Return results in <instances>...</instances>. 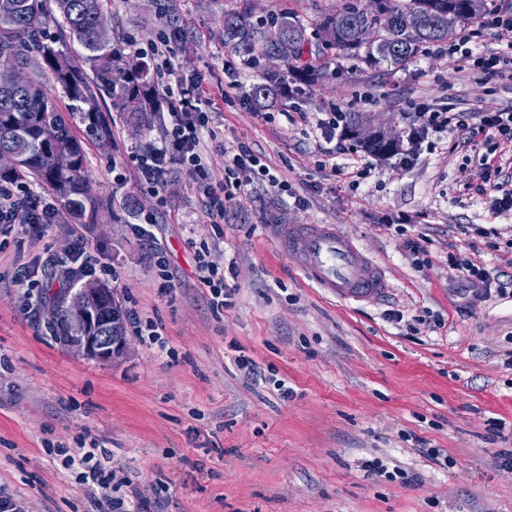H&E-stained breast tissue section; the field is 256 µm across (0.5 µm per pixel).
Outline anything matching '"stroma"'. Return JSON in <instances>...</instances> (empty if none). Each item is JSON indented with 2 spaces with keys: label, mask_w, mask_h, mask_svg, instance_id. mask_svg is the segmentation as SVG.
Here are the masks:
<instances>
[{
  "label": "stroma",
  "mask_w": 512,
  "mask_h": 512,
  "mask_svg": "<svg viewBox=\"0 0 512 512\" xmlns=\"http://www.w3.org/2000/svg\"><path fill=\"white\" fill-rule=\"evenodd\" d=\"M341 0H105L114 41L128 60L171 41L172 69L156 85L198 84L210 131L201 151L212 171L223 150L244 145L287 186L254 182L216 222L188 173L141 175V146L162 129L112 120V145L86 141L92 199L81 220L91 250L112 266L101 277L122 310L152 321L161 342L129 331L120 357H87L49 328L48 308L62 282L46 287L38 316L20 310L16 264L44 250L72 249L69 216L39 241L0 236V496L31 512H104L100 494L67 467L85 444L124 484L116 512H512V296L483 301L462 292L449 253L492 275H512V211L493 212L468 192L483 157L512 144L491 131L464 145L457 133L423 143L410 165L378 156L334 130L342 148L325 156L320 119L359 112L406 137L421 106L465 116L512 110V77L458 69L448 46H427L405 68L353 67L316 36V24ZM235 14L271 35L264 20L286 14L306 29L310 52L331 58L329 76L276 107L256 110L250 89L269 62L224 41ZM480 35L458 51L493 54L512 47V26L484 16ZM238 90L225 94L229 81ZM223 136L211 141L210 132ZM166 225L159 242L176 276L163 289L134 233L147 220ZM333 224L354 235L383 269L387 292L341 301L308 282L267 237L272 220ZM415 238L425 248L404 246ZM224 255L231 295L223 312L208 303L195 275L200 244ZM402 321H392L391 312ZM244 356L268 381L250 385ZM289 395H282L277 381ZM448 452L447 466L421 444ZM381 460L388 474L369 476ZM417 475L406 484L401 474Z\"/></svg>",
  "instance_id": "35a3bbf8"
}]
</instances>
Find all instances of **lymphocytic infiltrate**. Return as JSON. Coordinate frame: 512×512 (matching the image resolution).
Instances as JSON below:
<instances>
[{
    "mask_svg": "<svg viewBox=\"0 0 512 512\" xmlns=\"http://www.w3.org/2000/svg\"><path fill=\"white\" fill-rule=\"evenodd\" d=\"M172 112L169 128L165 129L159 144H151L142 154L144 174L151 181H158L166 173L185 169L194 179L199 194L207 200L213 217L223 218L224 204L232 199L235 191L255 179L271 187H279L280 180L268 165L259 163L245 146L224 151V173L215 175L208 168L198 149L200 134L208 125L207 115L194 111L192 101L198 90L194 87L165 86L163 89ZM451 119L447 113L425 108L415 113L408 134V147L401 161L411 164L419 157V147L428 136L442 137L447 133ZM54 211L51 205L36 201L34 191L22 182L0 184V232H8L12 226H20L22 234L32 239L44 238ZM72 250L67 257L46 254L36 257L33 264H18L12 273L16 287L22 288L25 301L23 314L31 316L37 311L31 297L40 282L38 268H57L66 276H93L96 273L111 274V267L102 265L88 246L82 227L72 226Z\"/></svg>",
    "mask_w": 512,
    "mask_h": 512,
    "instance_id": "1",
    "label": "lymphocytic infiltrate"
}]
</instances>
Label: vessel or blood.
<instances>
[{
	"label": "vessel or blood",
	"mask_w": 512,
	"mask_h": 512,
	"mask_svg": "<svg viewBox=\"0 0 512 512\" xmlns=\"http://www.w3.org/2000/svg\"><path fill=\"white\" fill-rule=\"evenodd\" d=\"M269 230L305 276L336 299L361 300L385 293L380 266L335 225L275 223Z\"/></svg>",
	"instance_id": "obj_1"
}]
</instances>
